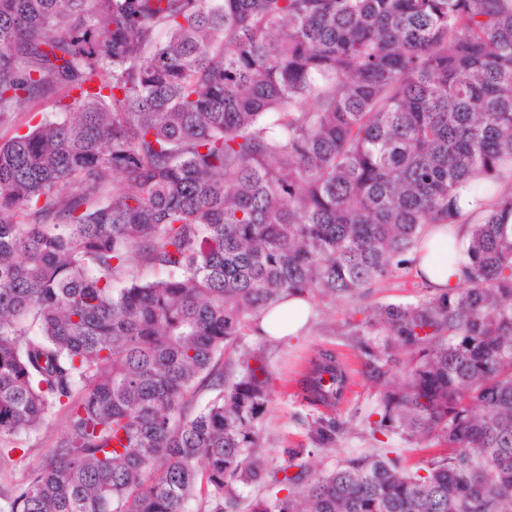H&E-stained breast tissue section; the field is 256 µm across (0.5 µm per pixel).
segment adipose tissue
<instances>
[{
	"label": "adipose tissue",
	"mask_w": 512,
	"mask_h": 512,
	"mask_svg": "<svg viewBox=\"0 0 512 512\" xmlns=\"http://www.w3.org/2000/svg\"><path fill=\"white\" fill-rule=\"evenodd\" d=\"M470 227L459 223L452 226H430L420 247L415 249L413 270L419 281L431 292L442 293L456 288L462 273L449 262V251L464 252L469 244ZM311 310L306 299L293 297L266 311L259 323L262 335L272 338L300 335L308 322Z\"/></svg>",
	"instance_id": "ef3b65f1"
}]
</instances>
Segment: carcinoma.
<instances>
[{"label":"carcinoma","instance_id":"1","mask_svg":"<svg viewBox=\"0 0 512 512\" xmlns=\"http://www.w3.org/2000/svg\"><path fill=\"white\" fill-rule=\"evenodd\" d=\"M2 128L0 440L65 422L8 512H512V0H0ZM464 196L462 285L355 332L371 432L439 453L310 479L350 379L318 350L326 413L270 464L244 336L358 302Z\"/></svg>","mask_w":512,"mask_h":512}]
</instances>
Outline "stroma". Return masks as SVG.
<instances>
[{"instance_id": "obj_1", "label": "stroma", "mask_w": 512, "mask_h": 512, "mask_svg": "<svg viewBox=\"0 0 512 512\" xmlns=\"http://www.w3.org/2000/svg\"><path fill=\"white\" fill-rule=\"evenodd\" d=\"M427 294V289L413 273L408 272L372 289L370 295L356 305L312 299L314 317L304 335L281 339H267L254 334L246 336L247 345L263 350L264 364L272 376L268 412L261 425V439L270 460H280L283 449L307 444L308 428L321 414L320 409L310 406L299 396L297 385L305 358L320 349L334 351L349 360L355 374L338 410L347 430L337 438L332 449L312 457L311 477H318L348 455L375 447L369 424L375 419L373 411L380 387L362 367L354 339L348 331L351 325L364 321L374 306L413 303ZM62 432L61 414L50 413L37 433L24 437L23 442L28 448L26 457H19L13 452L0 460V503L5 502L14 486L37 465Z\"/></svg>"}]
</instances>
